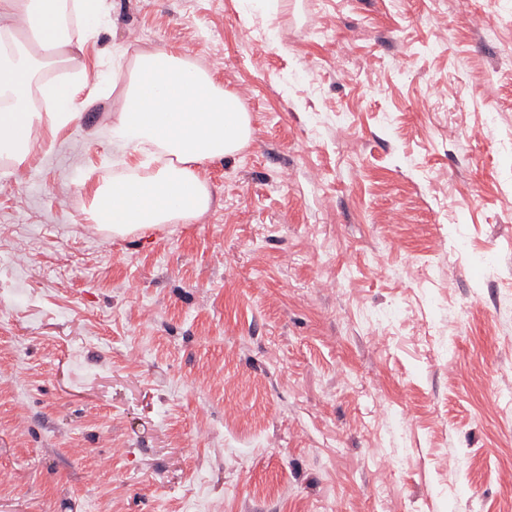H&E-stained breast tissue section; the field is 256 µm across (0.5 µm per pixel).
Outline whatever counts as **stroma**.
<instances>
[{
  "mask_svg": "<svg viewBox=\"0 0 512 512\" xmlns=\"http://www.w3.org/2000/svg\"><path fill=\"white\" fill-rule=\"evenodd\" d=\"M254 136L86 221L123 97L0 160V512H512V0H106Z\"/></svg>",
  "mask_w": 512,
  "mask_h": 512,
  "instance_id": "35a3bbf8",
  "label": "stroma"
}]
</instances>
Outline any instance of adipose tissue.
I'll return each mask as SVG.
<instances>
[{"label":"adipose tissue","mask_w":512,"mask_h":512,"mask_svg":"<svg viewBox=\"0 0 512 512\" xmlns=\"http://www.w3.org/2000/svg\"><path fill=\"white\" fill-rule=\"evenodd\" d=\"M62 0H0V158L24 164L35 134L79 115L83 83L45 81L47 68L78 62L82 39L61 25ZM51 104L44 112L34 97ZM112 145L139 154L125 176L93 189L87 222L125 236L191 224L212 205L201 165L236 155L252 140L251 115L192 57L172 49L137 54L123 103L112 115Z\"/></svg>","instance_id":"adipose-tissue-1"}]
</instances>
